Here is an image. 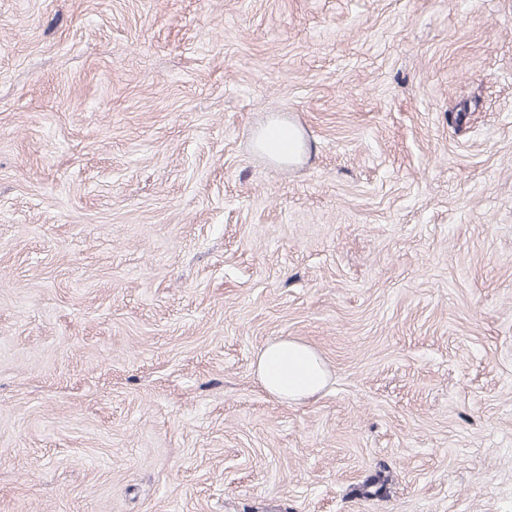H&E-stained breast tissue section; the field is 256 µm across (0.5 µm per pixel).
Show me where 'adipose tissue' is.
Instances as JSON below:
<instances>
[{
    "mask_svg": "<svg viewBox=\"0 0 512 512\" xmlns=\"http://www.w3.org/2000/svg\"><path fill=\"white\" fill-rule=\"evenodd\" d=\"M258 146L280 161L302 153L304 145L296 129L273 124L257 140ZM256 373L264 389L279 400L299 402L320 392L327 372L319 355L308 345L282 339L260 352Z\"/></svg>",
    "mask_w": 512,
    "mask_h": 512,
    "instance_id": "adipose-tissue-1",
    "label": "adipose tissue"
}]
</instances>
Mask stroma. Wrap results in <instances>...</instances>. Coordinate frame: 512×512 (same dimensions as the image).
I'll return each mask as SVG.
<instances>
[{
  "label": "stroma",
  "mask_w": 512,
  "mask_h": 512,
  "mask_svg": "<svg viewBox=\"0 0 512 512\" xmlns=\"http://www.w3.org/2000/svg\"><path fill=\"white\" fill-rule=\"evenodd\" d=\"M0 512H512V0H0ZM257 145L279 161L302 153L304 144L298 131L291 126L275 123L258 138ZM256 373L264 389L285 402H300L320 392L327 372L319 355L308 345L282 339L260 352Z\"/></svg>",
  "instance_id": "stroma-1"
}]
</instances>
